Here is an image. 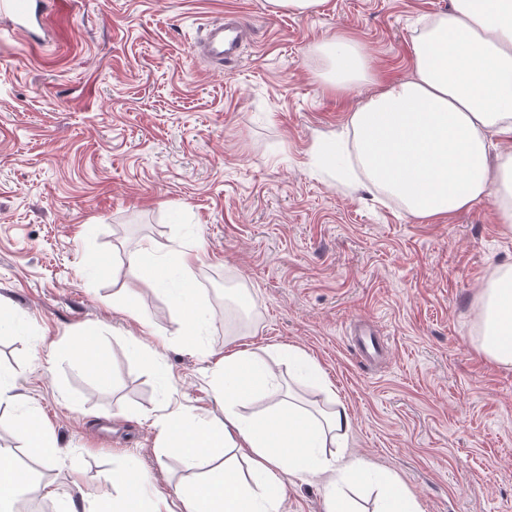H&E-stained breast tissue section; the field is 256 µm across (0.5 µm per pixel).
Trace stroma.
Segmentation results:
<instances>
[{
	"label": "stroma",
	"instance_id": "stroma-1",
	"mask_svg": "<svg viewBox=\"0 0 512 512\" xmlns=\"http://www.w3.org/2000/svg\"><path fill=\"white\" fill-rule=\"evenodd\" d=\"M451 0H324L310 15L266 0H75L34 53L0 35V333L13 402L0 446L37 409L66 455L33 464L49 512L84 504L77 483L131 465L159 494L192 471L151 426L173 404L220 421L205 353L293 346L328 375L352 418L349 447L396 474L423 512H512V368L470 344L475 301L512 261L492 199L441 222L324 163L322 135L382 84L410 77L418 20ZM249 22L239 64L192 56L225 13ZM370 59L372 80L339 94L314 47L333 35ZM197 246L203 349H185L170 297L139 285L144 246ZM150 323L158 365L134 338ZM365 326L384 349L364 359ZM99 330L111 383L59 349ZM280 512H325L321 481H295Z\"/></svg>",
	"mask_w": 512,
	"mask_h": 512
}]
</instances>
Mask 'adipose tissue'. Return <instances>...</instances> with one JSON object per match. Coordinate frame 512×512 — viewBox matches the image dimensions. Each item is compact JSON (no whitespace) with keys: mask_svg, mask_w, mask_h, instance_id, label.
Here are the masks:
<instances>
[{"mask_svg":"<svg viewBox=\"0 0 512 512\" xmlns=\"http://www.w3.org/2000/svg\"><path fill=\"white\" fill-rule=\"evenodd\" d=\"M324 59V83L346 91L368 81L369 60L358 45L332 37L315 46ZM410 78L391 82L368 97L344 128L324 141L327 160L349 144L367 182L397 198L416 218L443 220L473 202L492 199L505 235H512V152L490 157L496 140H512V0H451L448 12L423 20L412 41ZM192 248L165 252L145 247L129 257L134 277L167 293L179 318L182 345L199 350L206 324L198 300ZM471 344L490 362L512 367V264L486 277L477 303ZM64 353L100 383L109 363L96 328ZM289 361L296 376L322 391L325 372L305 351L280 348L257 356L225 353L215 361V398L224 424L175 407L156 425L160 441L187 468L214 459L218 451L248 449L249 474L224 464L187 488L176 489L181 512H279L289 484L316 478L325 486L326 512H358L353 495L375 494L374 512H421L415 495L399 479L348 449L352 421L341 401L320 412L278 400L277 367ZM248 401L272 408L247 417ZM16 433L36 458L51 462L63 451L37 410L22 415ZM30 483L13 449L0 447V512H24ZM87 512H163L166 498H153L149 475L132 467L106 474L86 492Z\"/></svg>","mask_w":512,"mask_h":512,"instance_id":"adipose-tissue-1","label":"adipose tissue"}]
</instances>
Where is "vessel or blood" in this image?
Instances as JSON below:
<instances>
[{
	"label": "vessel or blood",
	"instance_id": "obj_1",
	"mask_svg": "<svg viewBox=\"0 0 512 512\" xmlns=\"http://www.w3.org/2000/svg\"><path fill=\"white\" fill-rule=\"evenodd\" d=\"M41 0H0V25L29 38L32 48H40L42 39L52 38L58 16L67 14L71 0H52L51 11L40 8ZM250 34L248 26L233 14L209 25L204 37L195 44L197 56L223 67L235 63Z\"/></svg>",
	"mask_w": 512,
	"mask_h": 512
}]
</instances>
